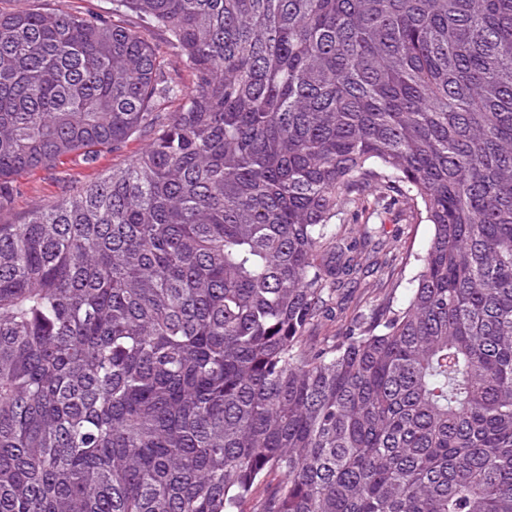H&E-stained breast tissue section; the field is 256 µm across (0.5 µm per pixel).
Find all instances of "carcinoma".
Listing matches in <instances>:
<instances>
[{"mask_svg":"<svg viewBox=\"0 0 512 512\" xmlns=\"http://www.w3.org/2000/svg\"><path fill=\"white\" fill-rule=\"evenodd\" d=\"M146 131L0 224V512H512V0L0 11V213ZM148 139L147 135L137 136L118 152H112V149L103 151L92 165L85 164L82 157L71 156L53 166L23 174L18 178L20 192L13 205L1 213L0 224L18 223L32 206L57 203L96 181L112 170L113 164L126 162L140 151ZM373 224H385L386 235L384 236L386 249L391 248L396 252L412 254L408 264L405 277L397 290V296L401 299L405 288H411L410 279L417 273V266L413 255L423 253L430 243L433 235V228L430 224L422 222L419 224L412 218L408 207L403 205H392L385 213L372 220ZM364 287L365 288H361L362 290L355 292L351 298H349V293L344 291L345 295L342 308H346V314L349 315L353 305L355 304V301L357 300V297L361 292L364 291L365 298L368 302H371V304H376L381 302L386 297L392 288V284L389 281H386L385 278L382 280L380 277H369L366 278Z\"/></svg>","mask_w":512,"mask_h":512,"instance_id":"cac0c4a2","label":"carcinoma"}]
</instances>
